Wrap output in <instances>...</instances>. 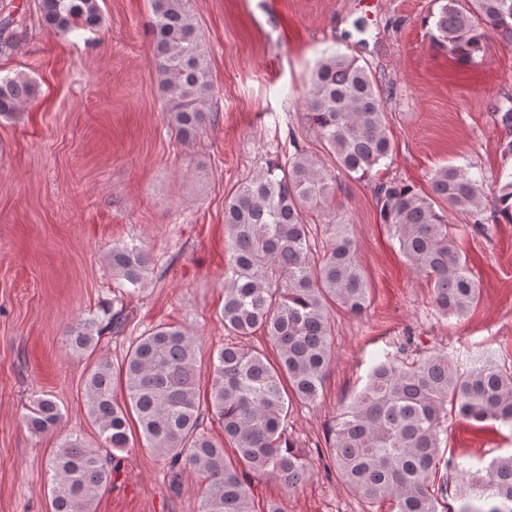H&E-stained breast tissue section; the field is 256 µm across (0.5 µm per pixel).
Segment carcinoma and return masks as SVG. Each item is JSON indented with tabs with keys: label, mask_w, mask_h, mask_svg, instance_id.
I'll use <instances>...</instances> for the list:
<instances>
[{
	"label": "carcinoma",
	"mask_w": 512,
	"mask_h": 512,
	"mask_svg": "<svg viewBox=\"0 0 512 512\" xmlns=\"http://www.w3.org/2000/svg\"><path fill=\"white\" fill-rule=\"evenodd\" d=\"M152 33L158 73L177 134L191 138L210 118L211 83L189 0H152ZM432 44L470 62L492 38L512 45V0H436ZM44 25L56 34L95 32L102 26L99 0H40ZM39 93L23 73L0 76V116L8 118ZM309 126L336 166L364 178L392 154L379 80L369 67L335 52L316 65L304 93ZM333 178L325 164L295 147L288 160H271L224 201L229 253L224 269L221 321L236 341L209 356L210 384L201 401L200 341L180 326L159 324L139 336L123 363L97 360L84 383L88 414L99 441L64 438L49 462L54 512H97L112 478L115 452L129 447L130 415L138 441L163 458L172 483L186 469L205 476L198 512H255L242 477L273 478L297 488L310 474L307 455L286 436L290 402L313 403L331 366L330 308L363 313L369 288L346 224H330V243L316 257L306 211L327 199ZM491 189L495 211L512 223V171L492 182L461 166L446 165L430 177L431 194L397 179L381 182L376 196L380 223L408 264L432 284V304L446 317H463L479 288L456 244L447 210H462L472 228L486 232L482 202ZM112 274L132 292L154 271L150 252L134 242L112 243ZM124 310L106 308L71 325L66 344L93 353L104 328L123 331ZM266 333L276 360L241 340ZM120 377L123 400L114 393ZM478 423L512 427V372L490 356L459 371L448 355L433 351L417 360L386 357L371 369L365 387L338 414L326 448L345 485L367 502L388 500L391 512H512V455L495 459L485 474L464 486L459 509L448 506L445 458L448 407ZM224 425L234 460L224 445L200 430L204 413ZM63 417L48 394L23 415L34 433L54 430Z\"/></svg>",
	"instance_id": "cac0c4a2"
}]
</instances>
